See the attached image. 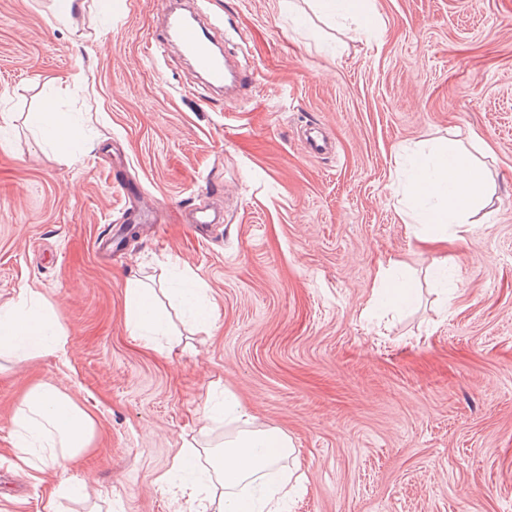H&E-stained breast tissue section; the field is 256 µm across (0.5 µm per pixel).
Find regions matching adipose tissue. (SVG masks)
Returning <instances> with one entry per match:
<instances>
[{
  "label": "adipose tissue",
  "mask_w": 512,
  "mask_h": 512,
  "mask_svg": "<svg viewBox=\"0 0 512 512\" xmlns=\"http://www.w3.org/2000/svg\"><path fill=\"white\" fill-rule=\"evenodd\" d=\"M404 197L411 204L432 200L417 221L440 228L464 227L476 210L493 206L495 195L479 172L453 144L432 155L417 158L413 171L403 178ZM157 295L142 280H132L126 290L125 318L130 333L146 346L180 345L169 335L156 307ZM68 337L55 321L49 304L32 288L18 291L16 302L0 308V356L14 362L65 353ZM207 420L232 429L224 448L211 461L210 480H192L200 450L175 458L173 469L187 475L182 487L183 512H287L294 498L292 472L281 463L294 451L288 435L279 427H256L254 415L233 394L208 409ZM15 466L33 464L55 470L71 461L92 443L93 419L65 393L41 382L32 385L13 418Z\"/></svg>",
  "instance_id": "obj_1"
}]
</instances>
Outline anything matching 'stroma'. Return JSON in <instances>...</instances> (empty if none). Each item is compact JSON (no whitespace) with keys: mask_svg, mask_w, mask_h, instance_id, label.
I'll use <instances>...</instances> for the list:
<instances>
[{"mask_svg":"<svg viewBox=\"0 0 512 512\" xmlns=\"http://www.w3.org/2000/svg\"><path fill=\"white\" fill-rule=\"evenodd\" d=\"M0 0V307L37 289L63 356L0 363V512H179L160 486L184 443L213 447L214 384L298 450L292 512H512V0H370L362 30L311 0H209L235 18L257 73L233 101L189 86L187 60L146 57L162 0ZM75 122V153L29 113ZM327 151L310 156L305 128ZM455 140L499 196L469 231L424 243L398 160ZM150 211L117 237L126 196ZM224 214L204 238L181 214ZM452 257L448 289L428 269ZM419 288L406 312L368 299L380 264ZM162 290L181 344L125 325L126 280ZM219 313L200 331L174 290ZM47 382L89 413L91 447L53 471L14 466L12 419Z\"/></svg>","mask_w":512,"mask_h":512,"instance_id":"stroma-1","label":"stroma"}]
</instances>
